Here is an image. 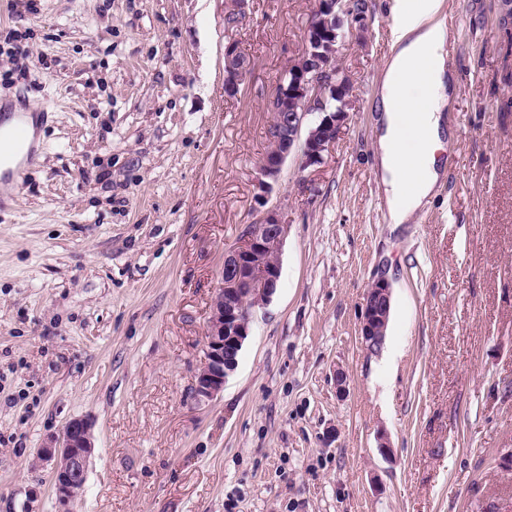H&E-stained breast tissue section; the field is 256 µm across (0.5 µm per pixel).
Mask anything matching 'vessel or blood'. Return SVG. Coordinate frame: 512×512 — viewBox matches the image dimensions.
<instances>
[{
	"mask_svg": "<svg viewBox=\"0 0 512 512\" xmlns=\"http://www.w3.org/2000/svg\"><path fill=\"white\" fill-rule=\"evenodd\" d=\"M37 154L30 112L0 102V180L19 181Z\"/></svg>",
	"mask_w": 512,
	"mask_h": 512,
	"instance_id": "1",
	"label": "vessel or blood"
}]
</instances>
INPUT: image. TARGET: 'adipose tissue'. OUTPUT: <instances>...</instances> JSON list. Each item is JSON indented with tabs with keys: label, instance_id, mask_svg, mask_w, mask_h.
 <instances>
[{
	"label": "adipose tissue",
	"instance_id": "obj_1",
	"mask_svg": "<svg viewBox=\"0 0 512 512\" xmlns=\"http://www.w3.org/2000/svg\"><path fill=\"white\" fill-rule=\"evenodd\" d=\"M443 0H395L391 55L378 94L376 170L387 219L408 223L445 170L437 152L448 135L452 83L443 52Z\"/></svg>",
	"mask_w": 512,
	"mask_h": 512
}]
</instances>
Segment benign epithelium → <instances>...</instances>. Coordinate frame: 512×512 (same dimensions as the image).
<instances>
[{
    "label": "benign epithelium",
    "instance_id": "obj_1",
    "mask_svg": "<svg viewBox=\"0 0 512 512\" xmlns=\"http://www.w3.org/2000/svg\"><path fill=\"white\" fill-rule=\"evenodd\" d=\"M366 12V7L356 9L350 0H316L304 30L302 52L291 60L267 104L276 117L272 129L275 147L259 166L261 194L273 190L288 157L297 155L304 169L318 166L339 137L348 117L351 92L341 96L334 108L327 102L337 91L351 87L337 66L342 17L361 27ZM249 70L238 43L229 42L224 49V93L238 95ZM310 113L318 114V119L305 128L303 121ZM287 228L279 212L269 209L256 223L244 227L238 244L224 251L221 285L205 332L204 361L195 381L198 398L218 395L227 376L236 369L256 308L266 305L277 288L281 270L275 257ZM390 306L391 284L379 278L367 289L358 328L361 346L371 354L379 352L385 342ZM94 448L92 420L77 417L36 450V459L51 465L53 489L64 507L62 512H70L66 506L82 492Z\"/></svg>",
    "mask_w": 512,
    "mask_h": 512
}]
</instances>
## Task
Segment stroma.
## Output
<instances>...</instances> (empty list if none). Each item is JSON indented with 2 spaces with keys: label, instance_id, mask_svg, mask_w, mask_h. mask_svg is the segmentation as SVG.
<instances>
[{
  "label": "stroma",
  "instance_id": "1",
  "mask_svg": "<svg viewBox=\"0 0 512 512\" xmlns=\"http://www.w3.org/2000/svg\"><path fill=\"white\" fill-rule=\"evenodd\" d=\"M0 0V100L44 118L0 182V512H58L34 450H95L70 512H512V38L501 0H444L446 175L386 221L376 93L391 0L337 64L354 92L321 165L258 198L266 103L315 0ZM252 61L224 92V47ZM274 209L281 275L224 390L197 399L224 250ZM392 286L383 348L364 296ZM347 377L338 393L335 375ZM392 447L378 451L379 436ZM391 284L379 278L367 289L359 323V340L364 350L378 353L386 338L391 306Z\"/></svg>",
  "mask_w": 512,
  "mask_h": 512
}]
</instances>
